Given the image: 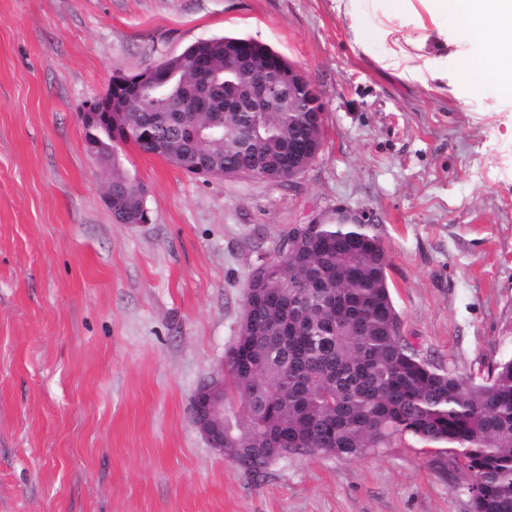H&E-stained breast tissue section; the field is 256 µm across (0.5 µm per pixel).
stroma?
Instances as JSON below:
<instances>
[{
	"label": "stroma",
	"mask_w": 512,
	"mask_h": 512,
	"mask_svg": "<svg viewBox=\"0 0 512 512\" xmlns=\"http://www.w3.org/2000/svg\"><path fill=\"white\" fill-rule=\"evenodd\" d=\"M0 0V512H470L464 477L413 439L358 459L292 454L258 477L191 421L234 342L246 283L294 224L372 212L402 332L466 377L512 357V97L461 105L478 57L465 30L426 52L447 79L381 68L417 35L357 0ZM238 35L302 70L323 147L298 176H200L134 147L146 224L103 201L81 106L115 73ZM365 51H353L354 36Z\"/></svg>",
	"instance_id": "obj_1"
}]
</instances>
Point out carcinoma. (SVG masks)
I'll list each match as a JSON object with an SVG mask.
<instances>
[{
  "mask_svg": "<svg viewBox=\"0 0 512 512\" xmlns=\"http://www.w3.org/2000/svg\"><path fill=\"white\" fill-rule=\"evenodd\" d=\"M243 44L256 66L288 73L289 63L253 39L198 42L157 66L161 87L135 91L142 74L113 84L112 136L183 170L205 156L222 176L268 164L288 167V143L321 132L306 112H288V81L271 92L265 112H226L224 93L245 102L256 94L242 73L224 71V49ZM181 100L190 137L164 112ZM96 135L109 144L106 132ZM112 167V208L137 219L147 189ZM254 264L247 321L224 355V457L253 476L290 454L336 451L360 458L410 437L453 450L452 468L467 483L472 512H512V358L483 377H461L423 358L402 334L377 225L307 224L289 228L278 250Z\"/></svg>",
  "mask_w": 512,
  "mask_h": 512,
  "instance_id": "carcinoma-1",
  "label": "carcinoma"
}]
</instances>
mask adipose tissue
Returning a JSON list of instances; mask_svg holds the SVG:
<instances>
[{
	"label": "adipose tissue",
	"mask_w": 512,
	"mask_h": 512,
	"mask_svg": "<svg viewBox=\"0 0 512 512\" xmlns=\"http://www.w3.org/2000/svg\"><path fill=\"white\" fill-rule=\"evenodd\" d=\"M384 12L395 17L415 13L424 6L438 35L458 29L475 37L481 52L478 59L497 86L512 94V0H383ZM383 37L391 38L393 47L381 59L383 68L408 82H423L438 78L441 70L436 59L417 60L401 43L392 38L390 30Z\"/></svg>",
	"instance_id": "obj_1"
}]
</instances>
